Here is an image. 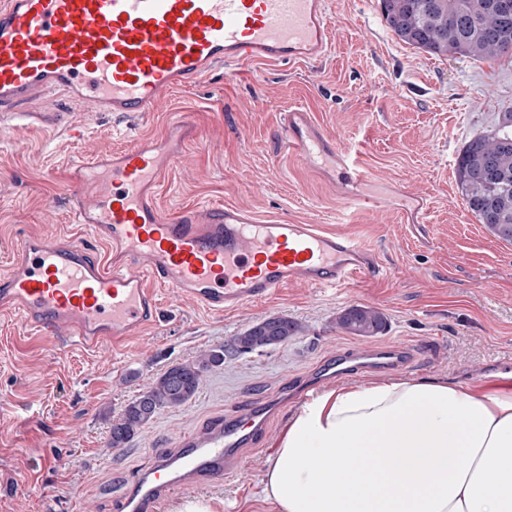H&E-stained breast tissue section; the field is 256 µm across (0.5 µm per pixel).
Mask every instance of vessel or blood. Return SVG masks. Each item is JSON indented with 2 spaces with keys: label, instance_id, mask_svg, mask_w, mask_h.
I'll return each instance as SVG.
<instances>
[{
  "label": "vessel or blood",
  "instance_id": "b4317fda",
  "mask_svg": "<svg viewBox=\"0 0 512 512\" xmlns=\"http://www.w3.org/2000/svg\"><path fill=\"white\" fill-rule=\"evenodd\" d=\"M331 37L327 0H0V113L61 92L99 112L143 114L219 65L322 59ZM193 135L185 117L111 158L72 159L75 221L109 252L80 238L22 237L11 272L0 277V310L36 335L65 328L91 347L155 326L160 286L224 313L293 283L337 288L378 270L376 255L342 231L262 220L230 204L203 219L163 213L155 193ZM281 138L289 152L331 171L350 207L386 206L376 182L310 113L284 112ZM90 178L104 183L91 208L82 197ZM429 209L427 198L411 196L399 213L423 224ZM270 411L260 400L180 436L127 482L117 512H161L173 488L223 481L241 448L260 444Z\"/></svg>",
  "mask_w": 512,
  "mask_h": 512
}]
</instances>
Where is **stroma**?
<instances>
[{"mask_svg": "<svg viewBox=\"0 0 512 512\" xmlns=\"http://www.w3.org/2000/svg\"><path fill=\"white\" fill-rule=\"evenodd\" d=\"M328 12L333 38L320 61L220 67L138 117L97 112L58 94L29 101L27 120L0 123V275L22 236L92 239L68 207L72 158L160 137L186 114L196 138L156 193L163 212L202 216L232 203L264 219L349 233L381 265L338 288L295 283L223 314L162 287L158 325L120 346L54 341L0 311V512H114L121 486L148 468L153 452L270 399L278 407L262 446L243 449L224 483L176 490L163 510L199 498L215 512H236L235 502L260 491L273 441L302 402L295 388L332 386L326 371L345 350L403 346L406 364L397 373L417 378L466 381L512 368V243L468 210L454 169L466 142L512 112V57L475 61L413 48L386 26L378 0H329ZM291 108L311 112L370 176L428 198V223L348 209L282 147L281 114ZM42 112L62 119L42 126ZM352 306L380 311L382 333L337 328L338 315ZM272 316L297 321L300 332L281 346L225 359L191 401L161 409L128 447H108L112 416L169 364L195 359Z\"/></svg>", "mask_w": 512, "mask_h": 512, "instance_id": "1", "label": "stroma"}]
</instances>
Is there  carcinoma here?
Listing matches in <instances>:
<instances>
[{
  "instance_id": "obj_1",
  "label": "carcinoma",
  "mask_w": 512,
  "mask_h": 512,
  "mask_svg": "<svg viewBox=\"0 0 512 512\" xmlns=\"http://www.w3.org/2000/svg\"><path fill=\"white\" fill-rule=\"evenodd\" d=\"M490 0H378L391 31L404 43L432 55L455 53L478 61L512 54V33L500 34L503 17ZM455 171L469 210L499 239L512 242V112H503L497 128L471 139L458 154ZM385 326L372 307L353 306L338 318V327L355 336H375ZM300 331L285 317L264 320L235 338L239 351L277 346ZM224 364V349L202 358L173 363L129 401L108 431V446L125 447L148 424L157 409L180 407L198 392L208 371Z\"/></svg>"
}]
</instances>
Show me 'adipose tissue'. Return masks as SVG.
<instances>
[{"label": "adipose tissue", "instance_id": "obj_1", "mask_svg": "<svg viewBox=\"0 0 512 512\" xmlns=\"http://www.w3.org/2000/svg\"><path fill=\"white\" fill-rule=\"evenodd\" d=\"M262 512H512V370L342 381L268 456Z\"/></svg>", "mask_w": 512, "mask_h": 512}]
</instances>
